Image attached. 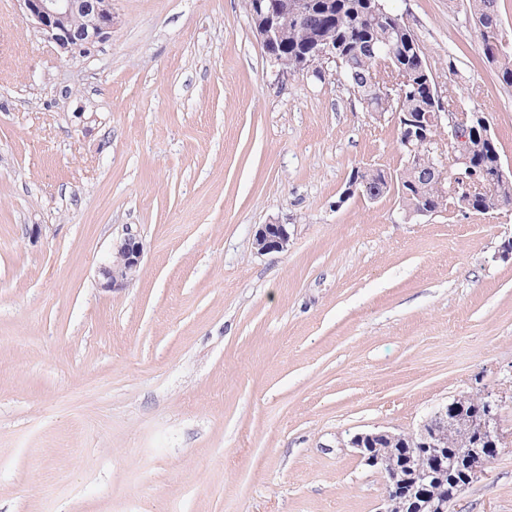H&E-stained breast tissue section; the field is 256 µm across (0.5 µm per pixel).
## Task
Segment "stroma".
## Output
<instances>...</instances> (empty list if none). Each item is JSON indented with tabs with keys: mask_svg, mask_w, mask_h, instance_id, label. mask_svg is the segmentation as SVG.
I'll use <instances>...</instances> for the list:
<instances>
[{
	"mask_svg": "<svg viewBox=\"0 0 512 512\" xmlns=\"http://www.w3.org/2000/svg\"><path fill=\"white\" fill-rule=\"evenodd\" d=\"M384 4L511 166L462 0ZM112 9L69 59L0 0V512H379L351 437L468 392L506 446L449 512H512V210L342 199L398 172L397 127L334 65L279 76L244 0ZM272 221L288 249L257 254ZM129 232L140 270L100 290Z\"/></svg>",
	"mask_w": 512,
	"mask_h": 512,
	"instance_id": "stroma-1",
	"label": "stroma"
}]
</instances>
